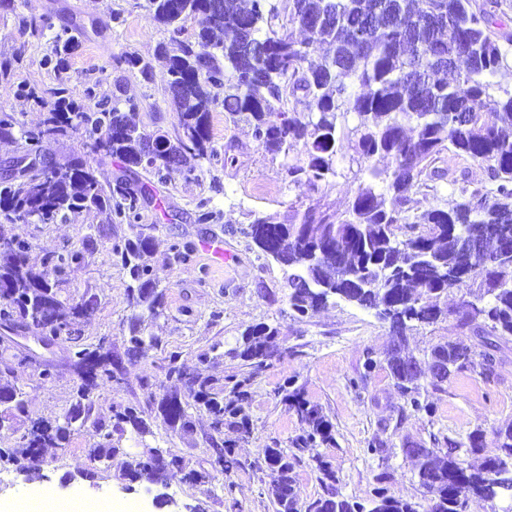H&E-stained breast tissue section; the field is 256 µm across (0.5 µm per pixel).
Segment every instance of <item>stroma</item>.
Returning a JSON list of instances; mask_svg holds the SVG:
<instances>
[{"mask_svg":"<svg viewBox=\"0 0 512 512\" xmlns=\"http://www.w3.org/2000/svg\"><path fill=\"white\" fill-rule=\"evenodd\" d=\"M45 20L54 29L78 26L80 45L68 61L72 98L82 107L96 108L113 92L134 99L147 130L175 132L177 114L166 90L163 67H156L152 81L116 68L114 55L128 52L153 58L165 34L152 16L135 7L133 0H14L13 10L0 9V60L9 59L13 69L0 81V113L14 116L33 127L43 118L33 100L18 96V85L38 91L54 86L55 75L44 60L51 53L48 39L20 34L16 16ZM211 136L217 149L227 150L229 161L203 164L195 176L171 174L166 182H154L155 199L140 211L138 225L155 245L153 267L165 293L161 315L142 325L147 336L159 337V347L145 355L125 354L124 336L132 315L127 287L130 278L105 241L86 253L83 263L73 266L63 285L64 296L90 294L98 301L94 316L81 323L83 343L108 340L114 356L122 360V384L103 388L94 395L95 415L108 419L113 407L129 402L145 404L150 433L146 442L183 457L187 468L206 464L215 434L211 417L194 412L193 428L172 430L148 395L162 396L166 389L165 364L169 352H180L187 371L226 383L248 370L238 354L242 333L266 324L277 328L272 356L252 379L248 396L239 401V413L225 417L221 435L233 449L237 469L223 481L192 484L182 475H169L166 493L177 504L201 506L203 512H276L268 469L259 468L266 448L296 450L297 439L308 426L284 397L297 388L302 399L317 406L330 424L332 438L316 442L313 452H299L292 472L299 502L325 496L313 455H320L335 471L340 496L365 501L372 494L379 474H387L389 495L411 503L416 512H430L431 496L418 483L415 462L402 446L411 440L437 453L448 444L467 445L477 428H493L512 422V337L495 341V364L490 376L468 369L456 373L442 390L429 391L436 407L434 416L410 412L394 386L383 362L391 345L389 325L375 311L330 298L316 313L300 317L288 304L287 269L258 252L242 233L251 213H275L287 218L296 200L295 191L282 182L279 160L271 158L254 140L248 126L233 123L223 108L211 114ZM218 213L217 220L201 222L202 208ZM127 234L124 224H111L105 215L83 211L64 224H27L23 230L35 254L82 247L86 236L99 230ZM221 242L234 259L213 265L202 252L203 241ZM471 296L467 288L448 293V316L437 324L409 336L406 351L416 357L436 344L460 341L477 345L470 328L460 317ZM208 361H200L201 352ZM66 347L44 349L35 341L0 356V379L23 394L30 416L50 418L69 406L78 384L65 363ZM378 362L371 375H364L366 358ZM52 367L53 377L42 381L37 364ZM99 439L93 426H85L64 448L46 449L54 469L32 473L26 479L7 471V484L0 487V505L15 502L23 494L51 490L56 495L85 501L107 496L134 503L137 512H157L152 501L156 488L136 485L126 491L121 472L125 455L113 457L110 468L99 473L98 487L77 481L89 464L86 450ZM377 453H368L371 443ZM297 451V450H296Z\"/></svg>","mask_w":512,"mask_h":512,"instance_id":"35a3bbf8","label":"stroma"}]
</instances>
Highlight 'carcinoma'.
I'll list each match as a JSON object with an SVG mask.
<instances>
[{"mask_svg":"<svg viewBox=\"0 0 512 512\" xmlns=\"http://www.w3.org/2000/svg\"><path fill=\"white\" fill-rule=\"evenodd\" d=\"M213 0H135L153 14L168 33L156 58L167 76L178 129L171 138L160 129L146 130L136 103L112 96V105L87 111L70 96L68 58L78 49V30L52 37L56 85L39 95L25 85L17 94L32 98L45 111L42 124L21 125L0 117V140L25 141L28 152L17 160L8 179L0 182V223L63 224L80 211L128 220L130 233L110 250L130 278L128 302L133 314L124 335L126 354L140 355L160 340L143 335L145 317L162 313L164 292L149 263L153 239L137 229L138 210L153 200L152 186H133L126 176L101 180L95 156L117 158L125 171H143L160 182L179 171L194 174L202 161L219 156L210 133L213 108L221 106L232 121H244L263 150L277 158L301 148L300 158L281 164L282 181L298 191L286 220L255 214L247 235L260 255L288 268V302L300 316L317 312L331 296L363 309L396 317L391 332L401 347L419 326L445 315L448 291L460 283L474 289L475 302L462 325L481 339L483 350L457 343L434 346L429 358L452 363L451 372L479 366L493 371L491 337L512 336V243L495 238L498 230L512 236V89L496 76L509 67L512 43L497 16L498 0H221L223 13L210 14ZM201 19L184 36L185 23ZM18 28L38 39L52 26L20 16ZM119 66L136 71L146 82L155 66L133 53L115 57ZM457 72L453 81L448 73ZM499 92L496 107L485 99ZM305 99L307 111L292 104ZM74 136L77 145L67 162L52 160L53 145ZM350 144L348 167L337 160L336 141ZM383 158L388 163L377 166ZM483 165L489 185H465L466 171H455L447 159ZM358 183L344 212L338 214L303 199L328 193L337 179ZM459 185L457 198L444 204L419 206V199L440 184ZM497 254L485 265L481 253H467L465 243ZM90 237L80 249L33 254L31 244L15 232L0 234V319L35 330L43 341L71 342L68 362L79 385L68 409L53 419L32 418L21 393L0 382V415L28 421L14 445L0 447V466L26 473L43 463L42 449L64 448L87 423L98 427L100 440L87 450L89 458L110 461L123 450L126 430L148 431L146 412L138 405L110 410L108 420L93 417V394L122 380L106 339L79 343L75 326L96 311L94 296L64 299L61 283L68 269L91 250ZM277 334L268 325L252 326L242 335L240 356L256 375L270 357L267 342ZM180 352L167 357L168 386L158 409L174 430L192 426V410L206 411L212 427H224V414L235 415L234 401H224V386L189 373ZM390 376L415 412L433 414L422 395L420 380L427 366L415 358L393 354ZM186 388L194 403L182 399ZM311 424L302 442L330 438L329 424L319 410L296 402ZM404 452L417 460L419 484L432 493L431 512H465L500 494L502 477L490 468L497 457L512 460V424L494 430V446L486 451L485 435L476 429L465 451L454 447L441 460L422 446L405 443ZM273 483L277 512H416L408 502L388 494L385 476L376 478L370 509L335 492L331 467L316 459L328 496L302 506L291 482L297 455L279 448L263 449ZM239 466L224 442L212 441L208 468L185 470L177 455L165 468L184 473L192 483H211ZM151 474L150 461L138 454L126 463L124 476L136 480Z\"/></svg>","mask_w":512,"mask_h":512,"instance_id":"cac0c4a2","label":"carcinoma"}]
</instances>
